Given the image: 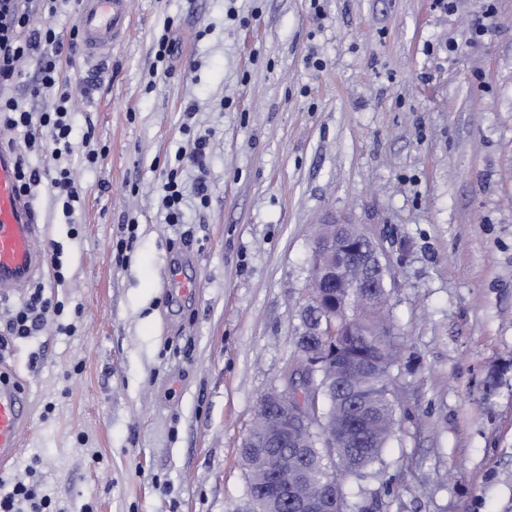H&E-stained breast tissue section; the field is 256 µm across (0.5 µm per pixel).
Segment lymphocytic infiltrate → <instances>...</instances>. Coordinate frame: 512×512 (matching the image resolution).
I'll return each mask as SVG.
<instances>
[{"label": "lymphocytic infiltrate", "instance_id": "1", "mask_svg": "<svg viewBox=\"0 0 512 512\" xmlns=\"http://www.w3.org/2000/svg\"><path fill=\"white\" fill-rule=\"evenodd\" d=\"M79 47L78 38H71L65 44L53 28L35 27L34 17L25 0H0V87L10 86L18 74L19 62L29 59L37 65L36 92H46L55 98L50 110L31 112L25 110L16 99L0 96V121L12 129L50 128L54 143L61 145L65 153H72V126L68 109L70 94L61 77L60 63L64 55H75ZM15 167L21 193L31 194L34 187L45 181L51 192L62 199L65 211H72L74 202L79 201V189L70 168L56 167L53 176L46 181L38 170L26 166L24 158H17ZM60 311V303L45 298L42 290H35L13 313L5 332L13 338L31 336L49 313L57 314Z\"/></svg>", "mask_w": 512, "mask_h": 512}]
</instances>
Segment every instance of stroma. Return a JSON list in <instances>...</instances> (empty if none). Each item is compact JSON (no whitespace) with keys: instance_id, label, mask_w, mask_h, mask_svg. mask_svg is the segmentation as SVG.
I'll use <instances>...</instances> for the list:
<instances>
[{"instance_id":"1","label":"stroma","mask_w":512,"mask_h":512,"mask_svg":"<svg viewBox=\"0 0 512 512\" xmlns=\"http://www.w3.org/2000/svg\"><path fill=\"white\" fill-rule=\"evenodd\" d=\"M64 75L80 200L31 197L32 285L64 312L0 344L32 417L1 477L54 512H233L332 212L382 243L403 335L397 431L351 501L512 512V0H132L124 37ZM176 264L195 292L171 295ZM177 172L171 171L167 176V181L162 185L164 192V206L168 210L167 219L171 224L179 223L180 212L179 204L182 199V193L176 180Z\"/></svg>"}]
</instances>
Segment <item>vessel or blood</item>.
Wrapping results in <instances>:
<instances>
[{
	"label": "vessel or blood",
	"instance_id": "obj_1",
	"mask_svg": "<svg viewBox=\"0 0 512 512\" xmlns=\"http://www.w3.org/2000/svg\"><path fill=\"white\" fill-rule=\"evenodd\" d=\"M130 0H84L78 22L90 52L111 49L128 28ZM30 200L18 190L14 158L0 145V299L21 293L33 280L43 254ZM31 428L28 396L12 371H0V471L10 467Z\"/></svg>",
	"mask_w": 512,
	"mask_h": 512
}]
</instances>
